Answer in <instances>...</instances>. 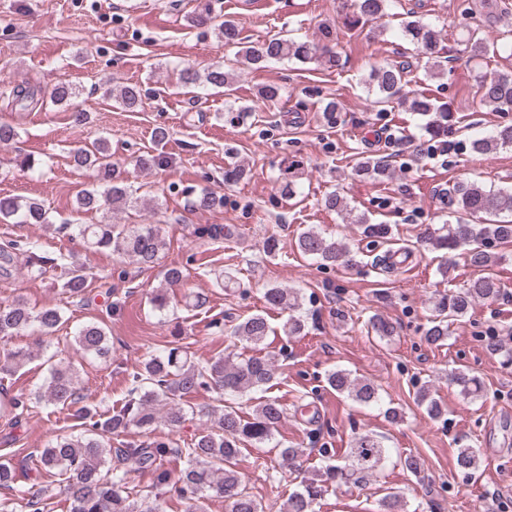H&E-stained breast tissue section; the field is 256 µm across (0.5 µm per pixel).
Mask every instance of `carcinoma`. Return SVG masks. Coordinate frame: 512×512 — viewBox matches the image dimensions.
<instances>
[{
	"mask_svg": "<svg viewBox=\"0 0 512 512\" xmlns=\"http://www.w3.org/2000/svg\"><path fill=\"white\" fill-rule=\"evenodd\" d=\"M397 0H354L352 13L345 16L344 25L349 29L363 28L392 16ZM224 45L236 49L235 61L254 69L265 68L271 63L284 61L307 64L319 62L330 68L341 66L340 56L333 49L334 35L330 27L322 28L316 40L275 35L263 40L244 42L236 19L226 17L216 23ZM401 33L417 51L426 57L424 69L431 78L445 74L444 64L437 56L442 39L441 30L409 12L401 20ZM464 51L472 60H482L498 52V44L468 31ZM412 64L408 61L374 66L364 79L365 87L374 95V105L387 106L404 97V88ZM183 87L194 89L200 85L231 89L234 73L222 66L199 71L185 67L180 71ZM284 89L278 84L262 86L257 99L264 106L275 104L283 96ZM481 99L497 112H512V74L482 76L479 81ZM76 96V88L69 83L55 85L49 100L55 105L70 106ZM112 98L124 109L141 105V93L136 85H123L112 89ZM412 111L427 118L425 129L432 139L444 146L448 141L450 110L445 104L427 95H415L410 99ZM512 148V124L494 129L491 134L472 141V149L486 154L498 148ZM73 166L91 172L96 182L93 189H84L76 196V212L97 210L107 203L114 211H125L138 205L137 189L115 174L112 152L107 141L96 139L87 147L77 148L70 155ZM358 174L377 179L390 174V164L380 158H365L357 169ZM450 206L456 208L455 223L442 226L435 239L436 248L455 251L466 250L471 266L488 268L496 260L493 248L512 243V220L495 223L472 224L469 218L480 214L512 215V188L491 190L478 182L461 181L448 192ZM194 206L201 210L224 207V196L204 192L197 197ZM1 224H50L48 212L42 201H21L12 197L0 198ZM353 224L364 225L365 237L370 243L388 232L385 224H372L364 214L351 219ZM81 237L85 245L95 251H110L126 256L142 265L159 260L165 240L158 224H78L60 225ZM296 247L305 257L323 266L352 262L346 245L328 238L313 227L303 230ZM21 252L24 265L36 276H42L58 267V258L43 252L38 241L19 243L9 240L0 246V259L13 261L15 252ZM89 281L82 266L72 262L67 279L63 283L68 297H84ZM500 283L492 276L480 275L470 281L461 292L442 294L433 302L425 339L430 344H441L448 338L449 324L464 318L478 301L493 300L500 295ZM266 303L289 312L283 330L290 336L300 335L306 321L296 314L299 309L298 293L292 289L272 287L265 291ZM63 324L62 310L58 307L30 308L17 299L9 304L0 303V340L8 339L35 326L44 335H51ZM368 327L380 338H389L396 332L395 326L385 318L374 315ZM273 332L267 317L255 313L246 317L233 328V335L256 349L264 345ZM71 345L83 354L104 362L112 360V342L107 324L100 320L89 322L76 330ZM487 350L503 357V363L512 365V349L505 347L496 336L484 339ZM44 350L10 349L0 354V372L11 374L33 359L43 356ZM43 364L49 374L46 390L34 393L6 391L0 393V417L14 427L31 411V405L46 400L70 411L79 422L81 431L60 436L39 451L41 475L66 476L65 492L69 512H159L157 498L148 493L138 498L128 491V475L132 465L138 470L154 475L155 486L174 489L184 505L183 512H206V503L212 498L224 500L227 512H265L263 505L248 495L242 487V479L235 470V460L241 454V445H255L272 440L274 431L284 417L285 408L277 401L267 399L254 409L252 417L244 419L236 411L222 407H196L188 404L187 397L200 386H210L230 397L246 396L269 384L275 374L274 357L252 355L232 362L220 353L203 364L188 356L179 347H172L161 355H155L142 363L133 374L131 388L120 409L100 414L96 408L83 403L78 391L77 366L53 353ZM450 383L461 387L466 395L478 396L483 392L479 377L461 370L448 375ZM329 387L359 404L379 400L376 386L357 381L344 370L338 369L327 375ZM419 405L426 408L435 419L443 409L427 389L419 391ZM205 422V428L195 435L186 448H176L170 441L153 440L128 444L124 448L112 447V436L131 429L150 430L162 418L168 426L177 428L187 418ZM389 449L373 435L355 437L348 448L344 463L327 461L313 477L301 481V490L290 494L281 512H314V505L331 486L354 483L375 471L388 456ZM183 461L177 475L165 468L169 458ZM479 455L474 448H459L456 465L463 471L477 467ZM19 474L12 457L0 456V489L17 493V501L5 498L0 501V512H44L45 506L38 492L18 488ZM381 512H407V502L398 493L386 494L380 502Z\"/></svg>",
	"mask_w": 512,
	"mask_h": 512,
	"instance_id": "obj_1",
	"label": "carcinoma"
}]
</instances>
